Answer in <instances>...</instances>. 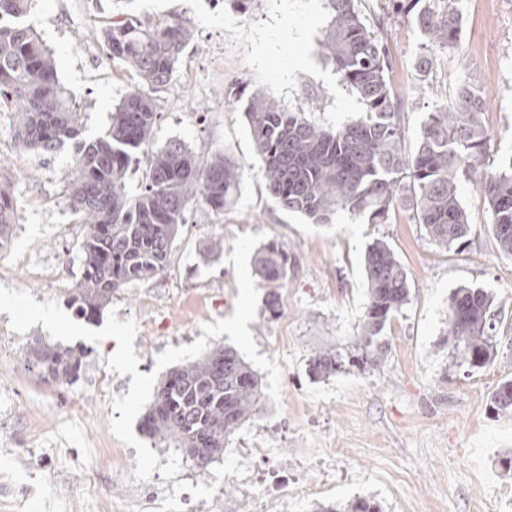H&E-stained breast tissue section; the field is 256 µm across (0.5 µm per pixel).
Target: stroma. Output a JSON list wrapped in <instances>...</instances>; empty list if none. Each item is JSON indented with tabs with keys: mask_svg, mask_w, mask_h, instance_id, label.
<instances>
[{
	"mask_svg": "<svg viewBox=\"0 0 512 512\" xmlns=\"http://www.w3.org/2000/svg\"><path fill=\"white\" fill-rule=\"evenodd\" d=\"M357 7L389 51L406 149L427 113L471 75L487 97L481 121L491 146L483 167L512 157V0H463L459 48L426 77L416 67L425 49L414 22L383 10L380 0H358ZM161 18L181 21L192 37L170 85L152 95L154 143L177 140L200 161L220 153L249 170L233 207L216 214L193 203L163 275L116 292L110 310L87 325L102 328L112 313L135 319L137 370L151 373L166 348L193 344L204 323L232 316L239 294L226 261L232 242L242 233L264 234L287 253L290 269L278 289L281 315L258 309L248 328L259 354L282 369L281 401L263 398L206 468L185 459L168 480L157 471L146 482L119 480L102 454L121 445L110 429L111 402L132 381L105 369L116 341H71L90 356L75 380L55 384L24 358L32 339L51 342L49 332L39 324L13 332L0 312V512H120L130 499L140 512H196L199 500L206 512H267L244 495L242 482L268 473L302 482L312 471L319 483L289 500L285 512H320L358 498L374 500L381 512H512V472L500 465L512 456V413L490 403L498 384L512 379V256L495 244L475 178L458 184L471 232L457 252L431 242L404 209L385 224L344 212L312 224L277 206L253 166L248 94L335 125L359 109L321 48L331 21L327 0H250L244 10L233 0H33L27 21L81 114L80 140L98 137L115 106L140 85L132 69L108 56L104 28L118 19ZM76 143L49 154L21 148L11 116L0 115V177L17 199L12 234L0 250V286L40 303L66 305L82 278L84 227L66 206L64 182ZM377 238L393 248L411 289L386 326L388 358L375 371L315 378L314 352L346 344L359 330L368 301L363 255ZM217 240L222 249L211 251ZM55 251L65 258L59 277L34 276V266ZM464 286L491 292L505 320L499 355L481 369L458 365L443 342L448 297ZM256 440L274 447L273 461L251 462L246 450ZM235 460L243 467L232 477Z\"/></svg>",
	"mask_w": 512,
	"mask_h": 512,
	"instance_id": "1",
	"label": "stroma"
}]
</instances>
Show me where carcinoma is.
<instances>
[{
	"mask_svg": "<svg viewBox=\"0 0 512 512\" xmlns=\"http://www.w3.org/2000/svg\"><path fill=\"white\" fill-rule=\"evenodd\" d=\"M331 22L322 48L345 86L360 103V116L328 126L306 111L285 110L258 93L248 99V116L268 194L288 213L327 224L339 212L368 215L377 223L398 207L412 211L428 237L445 250L464 248L471 232L458 182L481 162L489 136L481 115L483 91L462 81L456 94L422 121L417 144L406 151L401 107L390 79L386 47L364 24L355 0H327ZM397 13L412 16L428 43L442 53L458 46L462 34L459 0H388ZM31 0H0V112L13 114L18 143L56 152L78 136L80 113L59 83L51 54L24 22ZM190 38L177 20L144 25L133 20L104 31L112 59L134 68L153 89L167 86ZM157 109L153 99L134 91L118 104L106 131L78 148L66 186L75 221L86 227L82 242L84 276L67 299L91 319L119 289L161 276L190 202L224 211L236 201L245 167L217 155L201 163L179 141L154 148L140 192L126 193L132 154L152 141ZM478 192L489 213L500 252L512 255V158L488 172ZM16 199L0 184V247L14 223ZM257 272L274 286L288 277V255L274 242L255 253ZM368 302L357 336L347 344L316 353L309 362L317 378L351 368L376 369L387 359L388 322L408 304L407 272L383 239L364 254ZM494 298L483 288L462 287L448 296L445 342L453 358L484 368L499 355ZM86 352L52 346L39 339L25 358L58 382L75 377ZM256 373L224 344L173 369L158 385L142 421L157 444L174 446L204 469L224 454V441L255 414L262 399ZM494 409L512 411V380L490 397Z\"/></svg>",
	"mask_w": 512,
	"mask_h": 512,
	"instance_id": "1",
	"label": "carcinoma"
}]
</instances>
